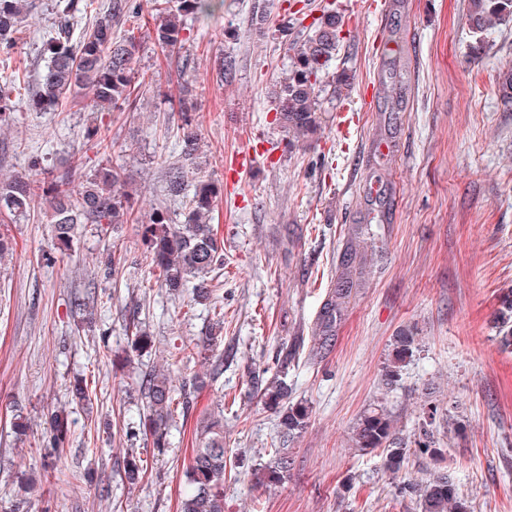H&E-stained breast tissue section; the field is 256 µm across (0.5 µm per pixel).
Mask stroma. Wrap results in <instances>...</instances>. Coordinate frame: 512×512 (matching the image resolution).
I'll return each mask as SVG.
<instances>
[{
	"mask_svg": "<svg viewBox=\"0 0 512 512\" xmlns=\"http://www.w3.org/2000/svg\"><path fill=\"white\" fill-rule=\"evenodd\" d=\"M57 0H34L0 78L20 73L15 120L0 129V177L48 174L82 179L103 158L85 130L107 128L113 166L125 169L134 207L178 215L166 195L165 167L177 158L182 122L175 65L150 26L135 31L136 67L145 73L137 111L101 112L89 98L51 112L27 109L30 84ZM268 21L257 31L255 4ZM336 11L340 51L324 76L354 79L340 100L323 102L320 130L293 151L281 145L271 92L288 65V36ZM469 0H403L383 15L362 0H224L191 20L182 54L194 57V125L208 171L224 183L214 224L224 265L213 284L224 308V341L203 349L210 316L190 295L168 296L145 259L136 224L79 225L71 256L46 262V206L0 218L13 251L0 260V506L8 512H179L187 463L200 422L224 408V512H420L385 471L381 452L352 448L360 416L380 404L406 442L428 428L442 456L407 454L416 480L449 472L472 512H512V351L497 340L502 301L512 289V103L498 73L512 67V23L476 39ZM235 65L220 74L222 58ZM260 155L246 171L234 159ZM384 145L399 155L381 157ZM354 224L370 227L368 258L329 346L288 365L290 402L311 416L292 443L285 481L258 484L256 468L278 447L279 414L248 385L251 370L275 366L283 344L310 340L337 281ZM116 254V281L101 262ZM98 301L91 330L71 314L74 296ZM154 345L124 363L131 326ZM415 338L396 384H385L392 342ZM168 366L191 388L189 412L157 452L128 437L145 410L140 384ZM88 399L70 401L74 381ZM66 409L69 443L43 468L45 421ZM26 435L13 432L16 421ZM140 455L147 474L128 488L117 461Z\"/></svg>",
	"mask_w": 512,
	"mask_h": 512,
	"instance_id": "stroma-1",
	"label": "stroma"
}]
</instances>
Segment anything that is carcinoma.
<instances>
[{"label": "carcinoma", "instance_id": "carcinoma-1", "mask_svg": "<svg viewBox=\"0 0 512 512\" xmlns=\"http://www.w3.org/2000/svg\"><path fill=\"white\" fill-rule=\"evenodd\" d=\"M214 2L147 0L155 43L170 53L180 49L185 17L197 19L210 14ZM31 7V0H0L1 50L13 48V34ZM141 13L138 0H108L96 13L91 27L74 42L72 36L78 25L74 0H61L41 45L46 70L30 92L29 110L54 111L64 100L86 95L103 111L136 109L137 44L133 34L118 37L114 30ZM469 17L473 33L481 34L497 22L512 21V0H469ZM340 33L339 16L333 10H325L307 33L290 43L288 70L279 81L274 107L275 121L288 138L286 148L290 150L320 128V101L327 92L323 77L339 50ZM15 91L16 77L0 80V126L11 118ZM166 178L169 195L180 198L182 203L183 220L179 223L166 209L153 210L146 220L135 215L131 195L125 190L124 172L112 167L110 161L78 183L67 175L43 182L42 197L48 205V223L52 224V249L62 254L71 250L80 224H143L146 259L159 273L162 286L175 293L189 288L194 303L215 308L216 321L207 336L215 346L224 331V311L216 308L215 289L208 284L207 275L224 264V242L212 224L215 203L224 195V184L202 166L198 135L189 128L183 130L178 160L167 168ZM33 203L32 183L19 177L0 180V214H25ZM358 241L363 243L366 238L362 228L354 227L337 287L330 289L314 325L320 347L333 337L336 322L350 298ZM412 343L409 336L395 339L385 374L387 383L395 382L400 375L402 363L412 352ZM297 354L299 347L291 348L277 362L273 373L268 367L250 372L249 384L261 393L267 407L277 408L288 399L292 391L286 381L288 360ZM143 394L146 415L138 425L139 434L152 441L153 447L165 448L175 408L179 406L184 412L189 409L191 391L174 385L169 370L154 368L147 375ZM309 418L310 407L303 402L292 404L281 414L280 440L284 447L274 449L259 469L260 482L276 485L286 477L292 455L285 444L302 433ZM48 425L51 446L65 448L70 432L68 413L52 412ZM352 442L357 451L366 454L382 450L387 470L401 479V490L420 498L421 512H469L452 475L441 473L425 483L409 477L405 469L407 443L384 407H374L359 418ZM224 468V406L220 404L217 413L202 426L186 464L184 475L190 490L181 501L180 512H224ZM121 471L128 485H136L144 472L142 460L132 454L124 457Z\"/></svg>", "mask_w": 512, "mask_h": 512}]
</instances>
